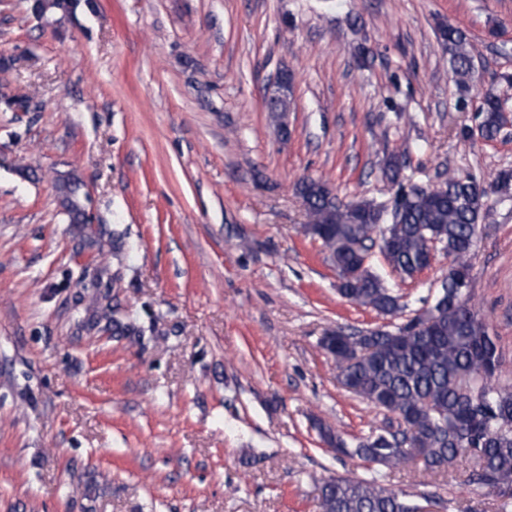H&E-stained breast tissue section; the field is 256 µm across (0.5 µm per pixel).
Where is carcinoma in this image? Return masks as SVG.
I'll return each mask as SVG.
<instances>
[{
	"label": "carcinoma",
	"mask_w": 512,
	"mask_h": 512,
	"mask_svg": "<svg viewBox=\"0 0 512 512\" xmlns=\"http://www.w3.org/2000/svg\"><path fill=\"white\" fill-rule=\"evenodd\" d=\"M79 0H45L41 14L70 13ZM450 63L460 82L472 77L473 59L467 36L458 28L441 30ZM478 132L492 140L512 121L500 98L485 94L477 114ZM81 182L68 173L61 178V206L72 224L88 219L79 199ZM304 207L305 233L318 238L329 253L338 277L362 263L374 243L402 277L410 278L426 263L430 242L438 240L454 268L470 270V254L487 196L477 180L453 175L431 188H411L399 205L387 209L373 200L343 202L326 182L304 177L296 185ZM340 294L379 313L396 317L400 296L370 266L339 289ZM337 377L347 391L395 417L408 420L410 441L379 448L378 434L350 442L366 468L398 469L420 461L423 472L442 474L460 457L470 463L467 482L494 493L501 512L512 507V387L499 383L501 353L489 327L478 318L469 299L436 308L431 324L417 330L408 321L368 337L339 329L332 350ZM417 502L403 489L386 487L376 472L366 477H340L322 482L320 512H415Z\"/></svg>",
	"instance_id": "obj_1"
}]
</instances>
